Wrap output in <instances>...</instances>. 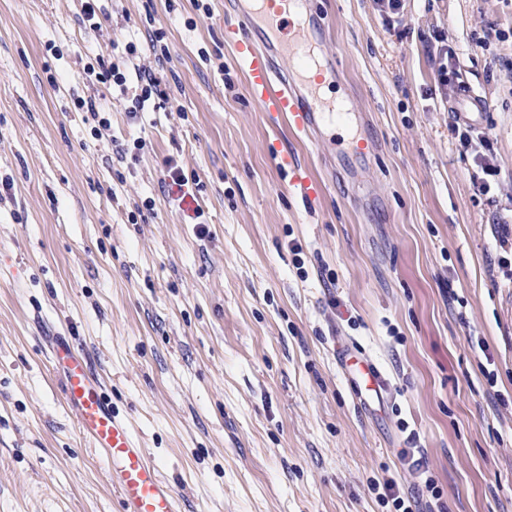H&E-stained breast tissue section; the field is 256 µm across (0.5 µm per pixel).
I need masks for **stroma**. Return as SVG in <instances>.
Here are the masks:
<instances>
[{"mask_svg": "<svg viewBox=\"0 0 512 512\" xmlns=\"http://www.w3.org/2000/svg\"><path fill=\"white\" fill-rule=\"evenodd\" d=\"M309 2L367 158L258 111L224 41L234 0H101L95 29L81 0H0V512H119L50 372L59 330L178 512H387L376 488L416 494V449L434 512H512V0ZM134 29L168 98L135 120L84 78L122 63ZM443 45L486 100L485 196ZM79 97L105 109L101 138ZM454 134L458 138V142L466 151H471L474 154V161L481 169L484 175L491 177L480 178L479 181L474 182V188L477 194L487 195L491 192L492 185L498 183V176L500 170L495 163L494 154L490 146V142L486 137L480 135L474 136V131L471 126L467 124H459L453 126Z\"/></svg>", "mask_w": 512, "mask_h": 512, "instance_id": "stroma-1", "label": "stroma"}]
</instances>
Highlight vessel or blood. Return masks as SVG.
<instances>
[{"label": "vessel or blood", "instance_id": "obj_1", "mask_svg": "<svg viewBox=\"0 0 512 512\" xmlns=\"http://www.w3.org/2000/svg\"><path fill=\"white\" fill-rule=\"evenodd\" d=\"M285 0H237L241 22L224 29L248 78V92L260 111L288 120L296 132L310 134L346 120L344 111L324 102L320 89L334 83L335 68L314 52L302 18L283 7ZM293 68L281 70L278 60ZM485 99L464 87L452 109L469 119L481 114ZM50 366L80 434L103 458L118 493L120 512H177L171 487L148 457L127 418L113 409L87 354L67 337L47 339Z\"/></svg>", "mask_w": 512, "mask_h": 512}]
</instances>
